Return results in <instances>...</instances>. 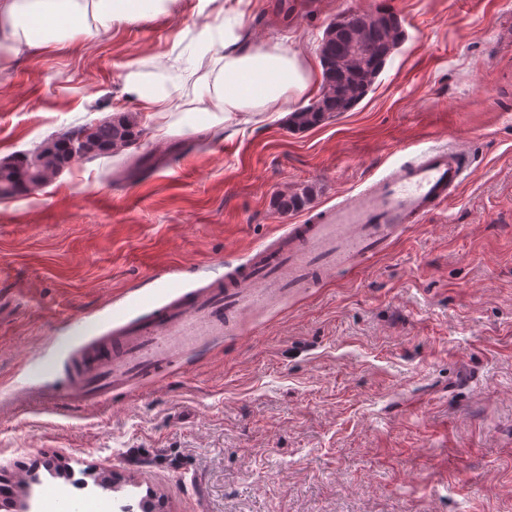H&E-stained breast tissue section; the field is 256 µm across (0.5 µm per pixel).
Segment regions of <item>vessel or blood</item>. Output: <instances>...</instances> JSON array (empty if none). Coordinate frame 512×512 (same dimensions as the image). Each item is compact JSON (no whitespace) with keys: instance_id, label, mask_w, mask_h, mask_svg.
Segmentation results:
<instances>
[{"instance_id":"vessel-or-blood-1","label":"vessel or blood","mask_w":512,"mask_h":512,"mask_svg":"<svg viewBox=\"0 0 512 512\" xmlns=\"http://www.w3.org/2000/svg\"><path fill=\"white\" fill-rule=\"evenodd\" d=\"M465 162L455 150H432L411 167H397L344 205L318 212L309 223L291 224L277 244L259 245L245 262L201 290L185 291L179 273L161 282L172 298L158 304L152 291L112 306L115 334L98 337L68 357L70 401L97 404L121 386L178 362L187 351L223 337L242 312L266 306L272 295L314 287L333 269H349L400 238L455 196ZM152 308L133 319L130 309Z\"/></svg>"}]
</instances>
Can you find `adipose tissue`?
Here are the masks:
<instances>
[{"mask_svg": "<svg viewBox=\"0 0 512 512\" xmlns=\"http://www.w3.org/2000/svg\"><path fill=\"white\" fill-rule=\"evenodd\" d=\"M176 0H0V75L10 62L35 49L59 48L77 40H93L114 23L134 22L170 10ZM170 75L153 78L131 71L124 91L143 113L160 119L176 102V71L194 77L198 94L190 120L179 126L190 136L200 128L230 127L288 117L289 105L319 92L322 72L290 46L272 42L253 45L242 15L219 26L204 25L189 59L169 62Z\"/></svg>", "mask_w": 512, "mask_h": 512, "instance_id": "obj_1", "label": "adipose tissue"}]
</instances>
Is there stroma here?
Listing matches in <instances>:
<instances>
[{
  "label": "stroma",
  "instance_id": "obj_1",
  "mask_svg": "<svg viewBox=\"0 0 512 512\" xmlns=\"http://www.w3.org/2000/svg\"><path fill=\"white\" fill-rule=\"evenodd\" d=\"M176 0L13 60L0 159L69 128L138 116L124 157L77 160L0 198V482L34 461L116 475L78 495L43 476L40 512H512V0ZM384 6L403 37L368 95L305 131H159L124 91L198 30L243 13L254 45L318 63L328 25ZM429 148L468 157L447 206L317 287L244 312L230 334L101 404L73 408L53 339L71 315L112 327L113 302L183 268L197 288L290 224ZM307 196L282 211L283 195ZM41 376L39 393L19 383Z\"/></svg>",
  "mask_w": 512,
  "mask_h": 512
}]
</instances>
